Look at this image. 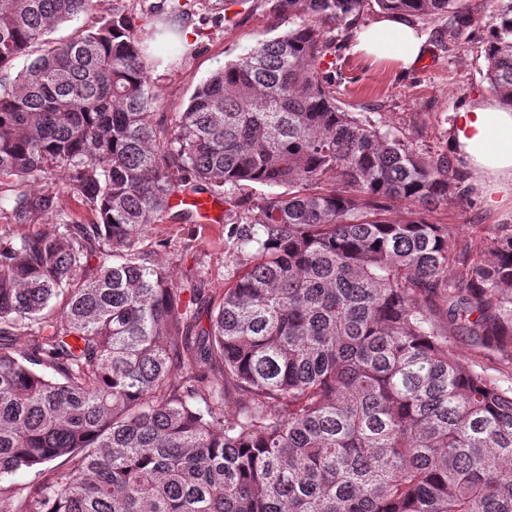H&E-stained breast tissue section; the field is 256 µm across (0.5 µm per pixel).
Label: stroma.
<instances>
[{
	"mask_svg": "<svg viewBox=\"0 0 512 512\" xmlns=\"http://www.w3.org/2000/svg\"><path fill=\"white\" fill-rule=\"evenodd\" d=\"M162 0H96L92 13L63 23L54 37L63 41L83 27L115 13L146 14ZM191 26L193 53L175 69L159 65L152 73L156 110L165 124H173L185 109L195 88L224 63L245 54L258 42L286 32L287 20L269 13L264 0L223 8L215 0L192 4L185 18ZM446 21L442 18L415 19L414 25L427 37L428 54L415 69L403 72L387 63H370L354 55L349 46L329 52L325 70L336 77L339 99L350 112L361 113L371 122L392 130L422 151L448 149V125L452 112L475 96L491 95L485 77L480 24L467 29L455 47L442 42ZM32 194L52 192L57 198L56 216L64 222H91V210L68 192L55 177L29 183ZM228 210H221L218 223H193L180 209H170L152 224L141 245L154 259L167 266L175 280H183L196 268L209 271L211 294L223 292L233 242L227 235ZM439 224L455 225L459 236H467L472 225L491 231L497 225H512V202L485 207L470 194L449 202L434 213Z\"/></svg>",
	"mask_w": 512,
	"mask_h": 512,
	"instance_id": "1",
	"label": "stroma"
}]
</instances>
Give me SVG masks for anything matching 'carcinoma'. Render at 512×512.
Instances as JSON below:
<instances>
[{"label":"carcinoma","mask_w":512,"mask_h":512,"mask_svg":"<svg viewBox=\"0 0 512 512\" xmlns=\"http://www.w3.org/2000/svg\"><path fill=\"white\" fill-rule=\"evenodd\" d=\"M166 2L145 31L114 14L60 42L93 0H0V512H512V386L448 341L512 364V225L449 244L432 213L464 194L453 159L345 111L322 69L374 6L445 17L453 45L462 0H265L300 22L169 129L149 41L173 33L168 66L186 61L189 0ZM486 27L512 108V0ZM48 174L93 223L21 189ZM202 184L235 208L216 300L140 247ZM448 340L465 362L474 365L478 370L484 368L491 374L503 376L506 380L503 385L505 387L511 385V380L507 377L511 375L509 365L500 356L485 354L462 331L452 332L451 336H448Z\"/></svg>","instance_id":"obj_1"}]
</instances>
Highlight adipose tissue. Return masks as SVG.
<instances>
[{
	"mask_svg": "<svg viewBox=\"0 0 512 512\" xmlns=\"http://www.w3.org/2000/svg\"><path fill=\"white\" fill-rule=\"evenodd\" d=\"M353 51L409 70L425 55L426 38L403 16L387 14L358 31ZM448 129L451 152L474 177L473 193L489 208L512 200V108L478 97L453 113Z\"/></svg>",
	"mask_w": 512,
	"mask_h": 512,
	"instance_id": "adipose-tissue-1",
	"label": "adipose tissue"
}]
</instances>
